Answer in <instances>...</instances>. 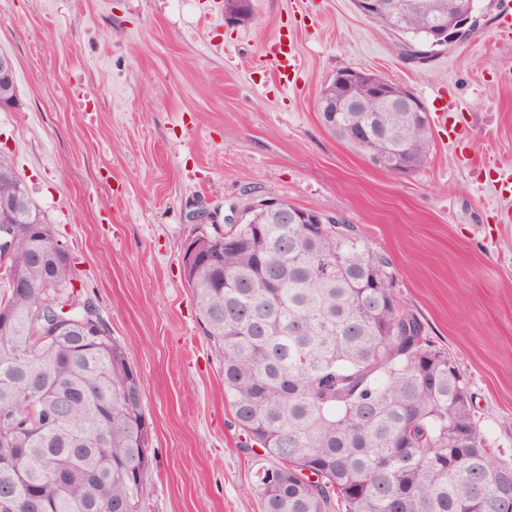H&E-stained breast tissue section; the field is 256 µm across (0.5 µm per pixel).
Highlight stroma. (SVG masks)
Returning a JSON list of instances; mask_svg holds the SVG:
<instances>
[{"label": "stroma", "instance_id": "1", "mask_svg": "<svg viewBox=\"0 0 512 512\" xmlns=\"http://www.w3.org/2000/svg\"><path fill=\"white\" fill-rule=\"evenodd\" d=\"M475 7L487 26L418 63L352 0H254L233 27L224 0H0L15 87L0 150L141 377L146 512H263L254 475L271 460L243 447L181 266L193 214L223 223L249 188L341 217L391 258L397 299L512 460V0ZM279 47L297 59L286 86ZM345 68L448 109L454 134L433 127L416 171L373 166L318 112Z\"/></svg>", "mask_w": 512, "mask_h": 512}]
</instances>
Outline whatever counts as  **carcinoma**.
Returning <instances> with one entry per match:
<instances>
[{
	"mask_svg": "<svg viewBox=\"0 0 512 512\" xmlns=\"http://www.w3.org/2000/svg\"><path fill=\"white\" fill-rule=\"evenodd\" d=\"M370 22L427 59L424 19ZM329 131L362 154L406 171L424 166L430 125L410 112H338ZM21 197L17 236L0 269V309L11 317L0 346V512H143L151 462L142 384L112 333L86 335L85 309L60 330L36 305L49 284L75 291L74 258L59 250L11 159L0 151V198ZM259 223L213 227L241 240L218 262L184 269L224 372V394L244 447L275 463L255 479L264 512H512V462L490 448L468 388L448 353L394 294L392 262L353 224L309 238L276 211ZM318 476L303 479V471Z\"/></svg>",
	"mask_w": 512,
	"mask_h": 512,
	"instance_id": "carcinoma-1",
	"label": "carcinoma"
}]
</instances>
